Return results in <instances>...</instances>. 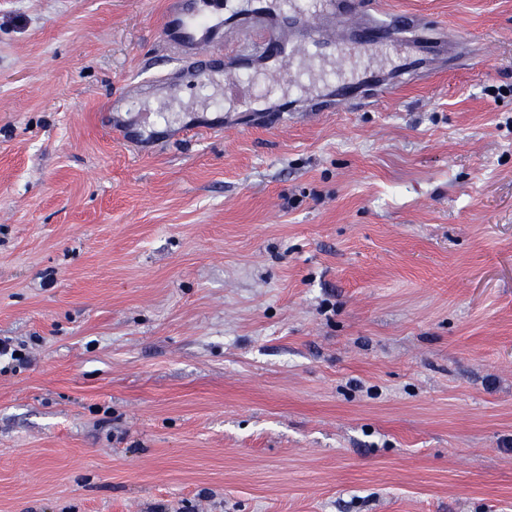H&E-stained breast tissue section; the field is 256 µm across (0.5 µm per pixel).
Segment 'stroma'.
<instances>
[{
  "mask_svg": "<svg viewBox=\"0 0 512 512\" xmlns=\"http://www.w3.org/2000/svg\"><path fill=\"white\" fill-rule=\"evenodd\" d=\"M387 7L468 60L269 123L316 87L251 68L129 140L166 0H0V512H512V0Z\"/></svg>",
  "mask_w": 512,
  "mask_h": 512,
  "instance_id": "1",
  "label": "stroma"
}]
</instances>
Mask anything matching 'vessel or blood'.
<instances>
[{
    "label": "vessel or blood",
    "mask_w": 512,
    "mask_h": 512,
    "mask_svg": "<svg viewBox=\"0 0 512 512\" xmlns=\"http://www.w3.org/2000/svg\"><path fill=\"white\" fill-rule=\"evenodd\" d=\"M233 23L252 31L254 48L246 54L224 50V25ZM421 20L415 16L383 12L377 0H246L244 8L231 12L226 0H168L162 36L179 55V66L168 68L144 84L145 92L175 101L182 88L216 80L225 94L242 97L240 71L258 65L272 78L287 74L293 61L307 57L310 67L335 60L340 46L352 35L370 39L387 30L401 34L403 42L419 43L434 60L433 68L449 69L467 57L462 49H450L440 22L429 25L423 38L415 33ZM433 68L413 67L417 79L427 80ZM396 81L372 75L363 84L331 87L302 101L280 103L276 112H335L371 103L391 93Z\"/></svg>",
    "instance_id": "obj_1"
}]
</instances>
